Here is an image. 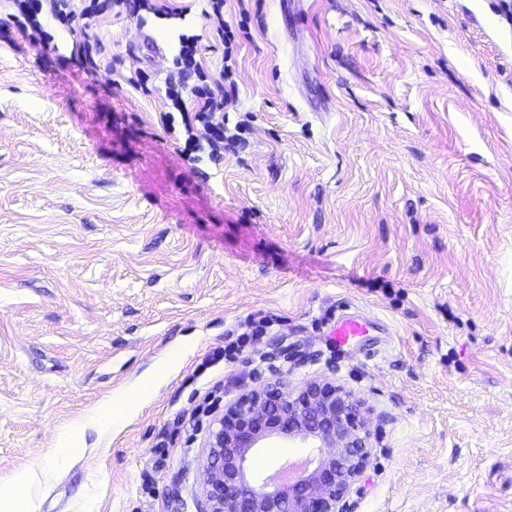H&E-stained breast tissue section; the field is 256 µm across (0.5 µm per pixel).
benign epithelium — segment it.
<instances>
[{"label":"benign epithelium","mask_w":512,"mask_h":512,"mask_svg":"<svg viewBox=\"0 0 512 512\" xmlns=\"http://www.w3.org/2000/svg\"><path fill=\"white\" fill-rule=\"evenodd\" d=\"M273 439L316 454L284 483L259 480L254 454ZM372 449L350 392L319 378L290 385L278 374L231 401L210 424L200 512H352L351 495Z\"/></svg>","instance_id":"benign-epithelium-1"}]
</instances>
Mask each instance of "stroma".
Segmentation results:
<instances>
[{
  "mask_svg": "<svg viewBox=\"0 0 512 512\" xmlns=\"http://www.w3.org/2000/svg\"><path fill=\"white\" fill-rule=\"evenodd\" d=\"M0 28V479L195 349L39 512H197L207 430L275 372L350 391L379 440L354 512H512V21L501 0H226L244 150L170 108L180 36L219 76L208 0ZM148 79L150 94L137 84ZM259 346L208 363L254 312ZM368 333L336 346L337 319ZM188 416L180 430L170 423ZM99 12L100 11L95 10L94 6L90 4L84 7L79 13V19L82 21L80 32L83 37V51L79 58L76 59V62L81 68L91 73L96 72V65L92 58L93 45L91 44V39L93 38L94 43L97 42L95 34L92 31L96 26V16Z\"/></svg>",
  "mask_w": 512,
  "mask_h": 512,
  "instance_id": "obj_1",
  "label": "stroma"
}]
</instances>
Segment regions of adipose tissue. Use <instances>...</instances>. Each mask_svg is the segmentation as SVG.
Returning <instances> with one entry per match:
<instances>
[{
  "instance_id": "1",
  "label": "adipose tissue",
  "mask_w": 512,
  "mask_h": 512,
  "mask_svg": "<svg viewBox=\"0 0 512 512\" xmlns=\"http://www.w3.org/2000/svg\"><path fill=\"white\" fill-rule=\"evenodd\" d=\"M188 355V350L182 349L177 354L167 356L157 366L154 378L142 380L136 392L123 391L107 396L91 412L79 416L64 428L56 438L54 456L47 458L41 468H20L8 481L0 483V512H37L32 489L56 469L58 459L64 458L72 449L83 446L87 429H95L99 441H110L114 430L128 421L131 409L150 395L155 379L167 378L184 363Z\"/></svg>"
}]
</instances>
